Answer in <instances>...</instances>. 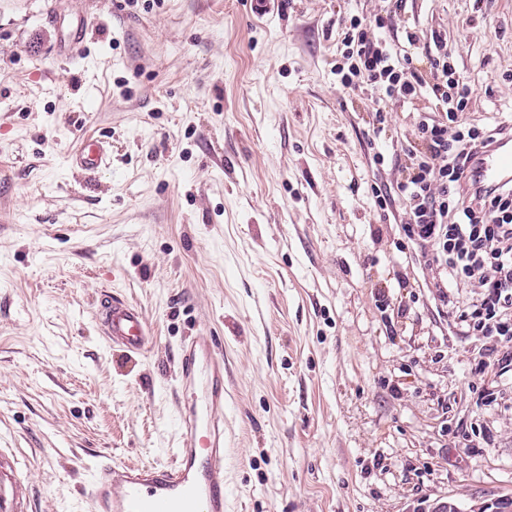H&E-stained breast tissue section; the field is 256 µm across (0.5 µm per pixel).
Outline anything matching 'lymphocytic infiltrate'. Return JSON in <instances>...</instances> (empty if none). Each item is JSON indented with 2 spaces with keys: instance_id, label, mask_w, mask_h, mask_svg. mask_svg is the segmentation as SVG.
I'll return each mask as SVG.
<instances>
[{
  "instance_id": "obj_1",
  "label": "lymphocytic infiltrate",
  "mask_w": 512,
  "mask_h": 512,
  "mask_svg": "<svg viewBox=\"0 0 512 512\" xmlns=\"http://www.w3.org/2000/svg\"><path fill=\"white\" fill-rule=\"evenodd\" d=\"M372 25L382 29L388 20L355 18L346 28L338 68L342 86L370 87L381 130L388 124V105L424 98L437 108L419 121L404 149L405 175L396 184L403 230L419 245L441 302L450 303V287H478L472 308L460 315L469 334L512 341V182L482 196L464 190L471 147L491 144L508 129L467 117L473 90L442 35L431 34L429 69L422 72L409 52L421 42L420 34L406 33L405 43L397 45L369 38Z\"/></svg>"
}]
</instances>
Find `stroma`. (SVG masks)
<instances>
[{"instance_id":"1","label":"stroma","mask_w":512,"mask_h":512,"mask_svg":"<svg viewBox=\"0 0 512 512\" xmlns=\"http://www.w3.org/2000/svg\"><path fill=\"white\" fill-rule=\"evenodd\" d=\"M0 0V448L31 512H91L104 458L173 462L185 340L224 359L230 512H460L512 498V371L442 305L394 164L418 114L343 89L352 16L389 0ZM79 59L66 49L89 12ZM439 32L512 121V0H407L387 40ZM107 141V168L67 164ZM153 343L106 342L108 296Z\"/></svg>"}]
</instances>
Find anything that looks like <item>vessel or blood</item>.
I'll return each mask as SVG.
<instances>
[{
	"label": "vessel or blood",
	"mask_w": 512,
	"mask_h": 512,
	"mask_svg": "<svg viewBox=\"0 0 512 512\" xmlns=\"http://www.w3.org/2000/svg\"><path fill=\"white\" fill-rule=\"evenodd\" d=\"M106 141L88 136L70 154L72 168L98 172ZM468 176L474 189L490 191L512 181V134L475 148ZM104 332L130 352L147 349L151 326L141 308L110 299L101 310ZM177 382L185 397L177 418L179 445L170 465L103 463L96 470V512H227L224 496V360L212 337L180 349Z\"/></svg>",
	"instance_id": "1"
}]
</instances>
